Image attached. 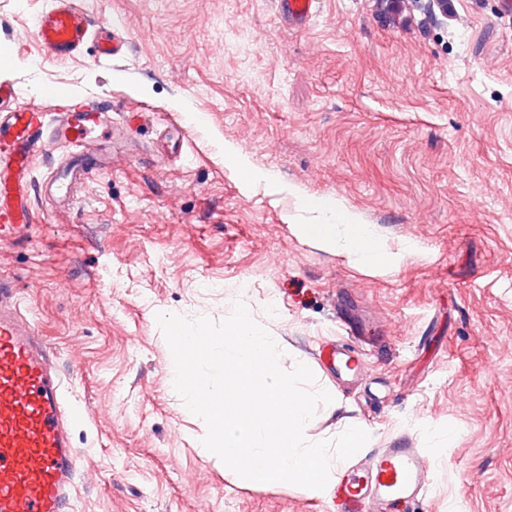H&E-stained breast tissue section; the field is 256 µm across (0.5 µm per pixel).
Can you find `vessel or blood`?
Returning <instances> with one entry per match:
<instances>
[{
  "mask_svg": "<svg viewBox=\"0 0 512 512\" xmlns=\"http://www.w3.org/2000/svg\"><path fill=\"white\" fill-rule=\"evenodd\" d=\"M283 27L297 30L317 16L321 0H275ZM42 54L63 61L94 43L101 65L124 57L129 41L120 29L95 28L80 0H48L35 21ZM44 105L22 101L15 84L0 82V241L25 239L34 222L30 167L41 153L70 151L42 180L39 191L55 204L108 167L93 151L94 138L111 141L110 100L78 96L59 87ZM86 407L66 396L56 355L20 310L19 291L0 280V512H73L77 462L74 428ZM432 473L420 448L402 443L378 449L353 476L333 488L336 512H403L423 498Z\"/></svg>",
  "mask_w": 512,
  "mask_h": 512,
  "instance_id": "b4317fda",
  "label": "vessel or blood"
}]
</instances>
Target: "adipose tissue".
Listing matches in <instances>:
<instances>
[{
	"instance_id": "ef3b65f1",
	"label": "adipose tissue",
	"mask_w": 512,
	"mask_h": 512,
	"mask_svg": "<svg viewBox=\"0 0 512 512\" xmlns=\"http://www.w3.org/2000/svg\"><path fill=\"white\" fill-rule=\"evenodd\" d=\"M321 219L315 224H297L293 230L309 242L335 251L371 270H382L393 260L375 226L362 223L335 199L317 204Z\"/></svg>"
}]
</instances>
